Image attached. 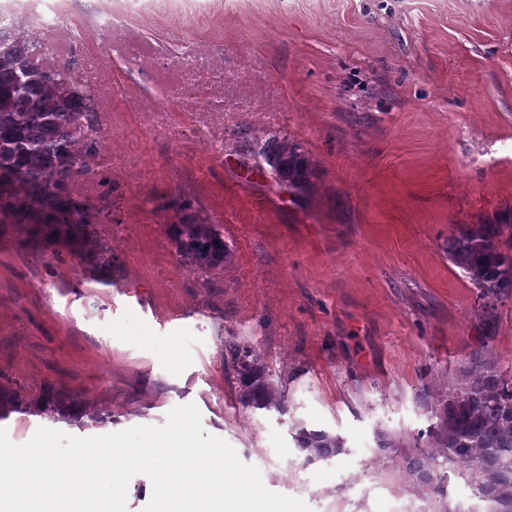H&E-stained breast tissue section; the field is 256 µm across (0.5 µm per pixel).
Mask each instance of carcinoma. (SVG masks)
<instances>
[{
    "mask_svg": "<svg viewBox=\"0 0 512 512\" xmlns=\"http://www.w3.org/2000/svg\"><path fill=\"white\" fill-rule=\"evenodd\" d=\"M42 45L17 25L0 24V208L25 217L45 218L49 238L61 231L81 233L83 205L69 196L76 165L98 153L95 137L82 120L94 109L90 88L73 73L37 66ZM243 165L260 157L272 174L294 190L308 184V165L288 143L270 138L244 140L234 147ZM504 224H465L448 245L450 260L466 271L482 295L512 291V234ZM179 255L197 270L224 264V235L214 224L183 221L174 225ZM240 379L238 403L246 409L276 411L288 405L265 366L247 347L229 346ZM432 423L413 438L405 465L432 494L447 498V480L464 478L488 512H512V374L498 372L484 349L475 350L461 379L430 406ZM440 449L418 453L419 443ZM298 447L308 450L304 464L330 459L344 450L343 440L324 430L301 427Z\"/></svg>",
    "mask_w": 512,
    "mask_h": 512,
    "instance_id": "carcinoma-1",
    "label": "carcinoma"
}]
</instances>
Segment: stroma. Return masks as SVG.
<instances>
[{
  "label": "stroma",
  "instance_id": "1",
  "mask_svg": "<svg viewBox=\"0 0 512 512\" xmlns=\"http://www.w3.org/2000/svg\"><path fill=\"white\" fill-rule=\"evenodd\" d=\"M158 3L114 0L108 29L100 0L60 14L78 36L55 67L99 62L101 150L68 190L113 263L0 212V428L95 437L192 403L311 512H442L403 445L476 349L512 371V294L485 308L448 256L460 225L512 218V0ZM244 136L293 144L309 189L241 166ZM188 216L221 229L223 267L182 262ZM233 343L286 381V415L240 406ZM298 422L343 452L305 464Z\"/></svg>",
  "mask_w": 512,
  "mask_h": 512
}]
</instances>
